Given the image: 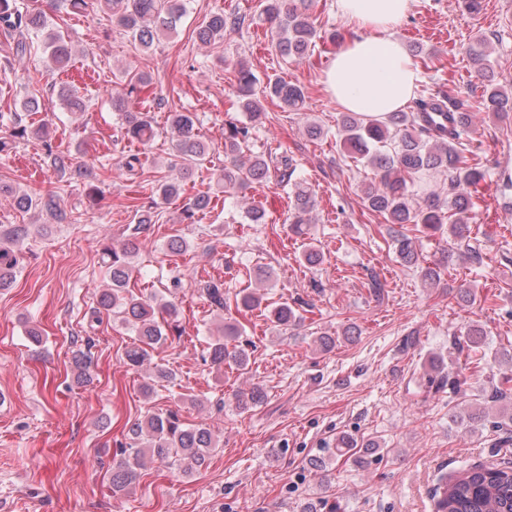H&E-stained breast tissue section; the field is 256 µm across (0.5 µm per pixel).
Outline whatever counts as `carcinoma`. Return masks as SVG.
<instances>
[{
  "label": "carcinoma",
  "instance_id": "carcinoma-1",
  "mask_svg": "<svg viewBox=\"0 0 512 512\" xmlns=\"http://www.w3.org/2000/svg\"><path fill=\"white\" fill-rule=\"evenodd\" d=\"M73 13L83 14L96 7L110 13L112 24L132 35L145 49L153 47L160 37L174 32L187 13L188 0H62ZM307 0H266L263 21L268 24L272 46L280 55L295 63L303 62L315 44L317 30L307 13ZM229 18L224 13L212 14L197 31L204 44H214L224 38V28ZM0 36L9 45L15 57L31 53L35 40L42 39L44 50L55 68L67 70L71 63V48L60 30L53 27L44 12L22 0H0ZM474 72L483 87V111L497 117L512 112V91L496 82L486 59V45L482 39L468 47ZM232 85L241 112L246 121H230L224 126V169L217 177V185L224 198L239 199L241 193L254 183L270 178L273 159L261 155L245 154L244 148L266 119L260 97L279 100L285 107L300 111L304 107L305 92L296 83L274 82L262 92L256 91L257 79L250 67L242 62L232 70ZM151 78L141 72L126 80L112 93V111L118 113L125 135L142 144L156 137L152 117L144 103L145 89ZM63 105L70 111H82L85 102L74 85H65L58 92ZM448 96L437 93L422 96L412 102L410 110L389 112L386 116L368 118L356 112L341 115V138L351 151V158L362 160L376 170L378 184L364 187V202L368 209L382 214L392 224L393 243L397 255L405 262L417 258L416 237L409 235V226L420 232H437L448 225V235L465 245L470 257L481 258L479 250L470 245L469 199L471 191L478 190L486 181V173L470 162L459 150L461 136L473 125L471 112L450 113L446 121L434 120L427 111L431 105L448 106ZM32 116L39 112L38 100L29 95L21 102V112L12 114V132L0 136V157H8L17 149L18 141L33 136L43 141L47 166L58 180H75L89 188L91 203H96L95 182L99 174L94 164L77 161L68 154L58 153L45 140L47 129L31 127L23 123L22 113ZM199 122L195 112H173L169 117L172 149L177 162L170 166L163 177L156 196L146 205H135L130 238L119 246H106L102 255L107 259L110 285L97 297L91 319L98 322L103 313H112L122 326L133 333L134 341L125 351L126 364L141 368L150 363L152 353L164 346L169 337L182 335L180 329L181 308L176 297L166 298L153 294L148 298L137 295L131 282L137 271L135 258L139 254L137 235L147 225L154 223L162 203L178 197L185 183L202 167L210 155L211 146L196 132ZM141 153L122 155L119 167L130 181H135L142 169ZM296 165L287 157L277 168L278 183L291 187L289 223L294 232L302 231L309 223L315 206V195L305 181L293 179ZM448 174V183L435 184L426 194L423 204L416 206L412 187L415 182L432 173ZM12 197L18 210L32 208L45 211L57 223L71 220L58 203V191L47 190L28 193L16 187L0 183V196ZM212 199L207 195L196 197L184 211L185 219L195 220L198 213L211 209ZM28 233L17 224L0 235V290L10 287L24 262L25 241ZM199 293L215 310H236L248 313L261 303V297L243 289L230 297L224 293V283L215 280L199 282ZM270 318L278 326L292 325L300 318L295 307L284 301L270 310ZM245 325L236 318L224 322L219 337L211 340L206 357L214 365L224 362L246 368L250 353L239 345ZM483 335L476 326L469 327L454 339L458 350L471 349ZM176 373L164 365H155L153 373L142 385L144 398L156 393V383L172 382ZM464 384L459 375L452 372L429 375L425 379L428 390L445 388L457 390ZM263 400L259 388L235 394L238 408L246 410ZM131 443L125 456L112 469V492L126 491L137 480L145 460H159L180 471L187 472L202 465L217 440L211 429L203 424L192 425L181 421L174 411L149 413L129 429ZM360 447L359 440L349 434L336 438V446L324 449L325 455L316 460L321 467L343 452ZM434 512H512V467L475 465L452 475L442 473L430 491Z\"/></svg>",
  "mask_w": 512,
  "mask_h": 512
}]
</instances>
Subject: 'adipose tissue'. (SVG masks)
<instances>
[{"label":"adipose tissue","mask_w":512,"mask_h":512,"mask_svg":"<svg viewBox=\"0 0 512 512\" xmlns=\"http://www.w3.org/2000/svg\"><path fill=\"white\" fill-rule=\"evenodd\" d=\"M351 33L324 72L323 86L349 112L379 118L401 109L420 80L404 43L393 35L413 0H336Z\"/></svg>","instance_id":"ef3b65f1"}]
</instances>
